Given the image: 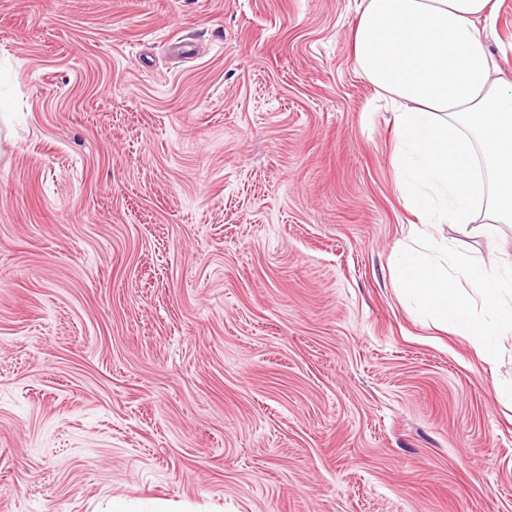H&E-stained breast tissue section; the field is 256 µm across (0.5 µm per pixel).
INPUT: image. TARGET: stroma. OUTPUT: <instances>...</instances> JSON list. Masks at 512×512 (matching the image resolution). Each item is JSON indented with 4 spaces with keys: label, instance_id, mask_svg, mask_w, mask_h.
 <instances>
[{
    "label": "stroma",
    "instance_id": "stroma-1",
    "mask_svg": "<svg viewBox=\"0 0 512 512\" xmlns=\"http://www.w3.org/2000/svg\"><path fill=\"white\" fill-rule=\"evenodd\" d=\"M361 4L0 0V512H512V335L395 288Z\"/></svg>",
    "mask_w": 512,
    "mask_h": 512
}]
</instances>
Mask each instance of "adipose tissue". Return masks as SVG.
Instances as JSON below:
<instances>
[{
	"label": "adipose tissue",
	"instance_id": "adipose-tissue-1",
	"mask_svg": "<svg viewBox=\"0 0 512 512\" xmlns=\"http://www.w3.org/2000/svg\"><path fill=\"white\" fill-rule=\"evenodd\" d=\"M353 51L396 107L394 157L420 224L512 223V76L487 45L494 0H363ZM480 291L473 313L459 281ZM397 284L439 322L498 358L512 334V268L448 258L398 264Z\"/></svg>",
	"mask_w": 512,
	"mask_h": 512
}]
</instances>
